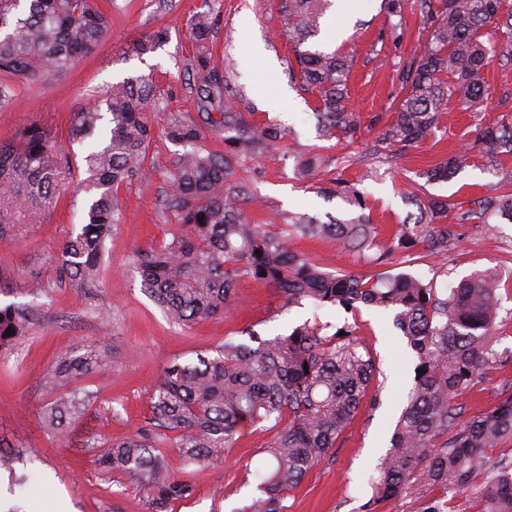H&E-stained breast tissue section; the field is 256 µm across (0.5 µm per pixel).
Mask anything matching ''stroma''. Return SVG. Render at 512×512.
Returning <instances> with one entry per match:
<instances>
[{
	"label": "stroma",
	"mask_w": 512,
	"mask_h": 512,
	"mask_svg": "<svg viewBox=\"0 0 512 512\" xmlns=\"http://www.w3.org/2000/svg\"><path fill=\"white\" fill-rule=\"evenodd\" d=\"M280 3L100 0L112 14V28L97 51L53 87L18 88L10 104L0 106V142L31 123L64 131L73 109L127 76L151 77L159 107L152 115L149 172L120 187L122 216L106 239L99 276L90 287H72L61 281L58 270L61 244L77 228L86 203L76 190V176L61 171L56 207L35 211L0 204V215L15 226L11 240H0V279L9 287L8 293L0 294V305L35 308L25 337L13 350L0 354V444L14 459L11 468H0V512H146L139 484L127 474L102 471L96 458L112 439L146 425L150 389L159 368L175 358L192 361L200 354L213 355L216 347L238 339L246 328L270 338L304 323L356 325L376 359L379 404L356 416L328 456L289 490L285 503L288 512H367L373 495L370 480L390 446L414 384L415 357L395 328L392 312L366 305L355 310L310 302L288 306L276 288L244 277L236 284L239 309L180 327L169 323L144 292L132 265L135 252L171 239L178 230L167 223L162 198L170 161L179 147L162 129L171 118L197 115L194 90L199 78L186 65L192 51L190 19L198 12L218 11L214 62L218 70L233 72L231 101L257 121L287 131L281 152L253 163L248 172L254 190L246 210L259 224L288 212L321 221L330 215L347 217L348 207L341 199L327 200L319 193L329 179L339 177L358 181L371 224L380 238L391 237L411 210L407 194L420 184V171L443 154L472 146L486 126L512 118V66L496 61L488 65L490 93L483 103L473 110L450 107L439 130L422 147L398 160H375V139L394 119L393 106L403 95L398 74L411 54L424 48L416 0H409L404 23L398 27L389 21L384 0H331L320 31L308 46L349 55V103L361 115L354 133L333 138L320 134L313 94L288 76L293 54L282 33ZM161 26L169 30L163 46L141 59L123 56L127 41ZM307 152L328 158L324 175L299 178L295 159ZM508 168L511 160L501 168L477 157L454 178L429 184L427 190L472 201L500 182ZM454 232L444 254L412 263L397 252L386 268L434 280L442 291L476 271L498 275L493 348L502 360L474 389L458 397L466 422L512 395V223L503 221L493 228L460 224ZM290 247L327 272L369 270L361 255L341 249L330 238L296 235ZM35 273L43 283L36 294L29 288ZM89 349L97 351L106 369L73 382L70 390L84 402L85 411L69 437L49 436L39 419L40 411L54 400L45 388L47 377L61 355ZM273 437L264 425L247 426L223 462L206 468L185 465L176 449H166L171 477L193 487L192 496L175 502L172 512H239L253 504L260 497L255 472L263 467L264 450Z\"/></svg>",
	"instance_id": "obj_1"
}]
</instances>
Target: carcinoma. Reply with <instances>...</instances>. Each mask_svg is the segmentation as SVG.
<instances>
[{
  "instance_id": "cac0c4a2",
  "label": "carcinoma",
  "mask_w": 512,
  "mask_h": 512,
  "mask_svg": "<svg viewBox=\"0 0 512 512\" xmlns=\"http://www.w3.org/2000/svg\"><path fill=\"white\" fill-rule=\"evenodd\" d=\"M326 2L282 0L281 18L294 56L290 76L314 94L322 135L332 137L356 130L360 116L348 103L352 61L307 47L320 28ZM417 2L429 38L424 51L400 71L406 94L396 105L395 120L378 135L381 157L398 158L423 144L439 128L451 101L470 108L479 104L487 88L488 58L512 64V11H502V0H442L437 11L431 0ZM191 24L189 61L200 74L196 106L207 124L224 135V152L194 148L173 157L164 207L182 231L135 255L145 292L168 320L181 326L235 308V284L244 276L272 285L290 304L308 300L349 310L362 303L393 311L416 354V368L425 373L416 375L391 447L380 458L370 509L420 479L452 493L448 512H512V457L488 454L512 444V395L461 428L460 407L454 404L499 362L492 349L499 279L478 271L441 292L432 280L382 270L396 252L413 255L419 247L432 254L447 251L452 224L512 223V191L491 186L466 208L425 194L422 185V194L410 198L416 212L407 214L393 238L379 242L364 213L365 195L346 180H336L331 192L358 211L354 217L323 223L288 213L273 226L251 222L246 211L251 184L245 173L249 163L276 156L286 132L248 119L229 100V72L216 77L210 48L213 13H198ZM111 25L96 0H0V104L19 86L54 85L97 50ZM490 26L494 33L481 41ZM167 38L168 29L160 27L130 41L125 53L140 58ZM156 110L152 83L127 77L108 87L102 103L70 113L66 140L81 147L80 159H62L57 132L37 124L0 143V199L29 209L55 203L59 168L74 163L78 188L88 200L81 227L60 248V276L73 285L82 287L97 276L106 238L121 214L118 189L145 174L154 136L149 116ZM214 112L220 120L212 117ZM165 134L176 144L193 145L202 130L190 119L173 118ZM474 151L494 165L512 157V120L484 128L474 146L441 158L422 177L428 184L447 179L470 166ZM324 165L319 154L296 157L302 178ZM294 234L329 237L360 253L373 250V271L359 276L325 272L290 251ZM30 314L15 305L0 306V353L24 335ZM9 327L14 332L8 335ZM328 328L305 323L285 336L265 339L250 332V342L227 340L213 356L166 363L150 395L148 425L113 440L100 454L99 465L138 481L147 512H170L172 503L192 495L193 487L169 476L162 448H176L184 462L204 467L224 460L245 425L271 423L281 430L265 450L268 468L257 474L260 512H286L288 490L328 455L361 407L377 402V396H368L375 359L356 329L344 324L328 334ZM100 367L91 351L64 354L48 388L66 391L77 376ZM82 415V403L61 397L44 412L43 422L51 433L64 435ZM476 484L481 487L478 498L467 494Z\"/></svg>"
}]
</instances>
